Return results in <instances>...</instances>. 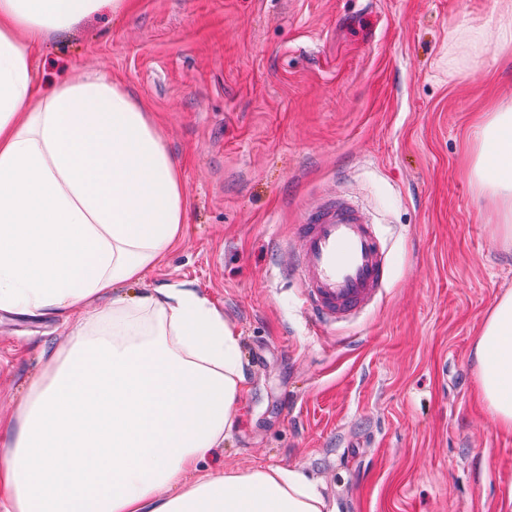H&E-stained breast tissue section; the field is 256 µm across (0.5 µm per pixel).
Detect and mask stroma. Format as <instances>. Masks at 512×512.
Wrapping results in <instances>:
<instances>
[{
	"instance_id": "obj_1",
	"label": "stroma",
	"mask_w": 512,
	"mask_h": 512,
	"mask_svg": "<svg viewBox=\"0 0 512 512\" xmlns=\"http://www.w3.org/2000/svg\"><path fill=\"white\" fill-rule=\"evenodd\" d=\"M512 0H132L29 46L48 94L100 68L146 102L180 167L179 245L126 295L197 288L234 323L239 421L204 470L300 469L335 512H512V433L472 350L512 292L466 174L488 102H512V47L465 35ZM359 205L386 248L365 311L317 323L292 270L313 209ZM71 325L0 316V412Z\"/></svg>"
}]
</instances>
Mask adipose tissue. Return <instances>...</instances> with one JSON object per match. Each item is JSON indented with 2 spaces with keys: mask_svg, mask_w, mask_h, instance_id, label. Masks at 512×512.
<instances>
[{
  "mask_svg": "<svg viewBox=\"0 0 512 512\" xmlns=\"http://www.w3.org/2000/svg\"><path fill=\"white\" fill-rule=\"evenodd\" d=\"M100 2L0 0V312L75 323L4 425L0 512H334L297 469L198 471L238 423L236 328L193 288L117 294L178 245L180 172L122 82L86 70L47 95L34 86L28 45ZM468 174L512 248V103L474 124ZM473 356L479 394L511 432L512 293Z\"/></svg>",
  "mask_w": 512,
  "mask_h": 512,
  "instance_id": "adipose-tissue-1",
  "label": "adipose tissue"
}]
</instances>
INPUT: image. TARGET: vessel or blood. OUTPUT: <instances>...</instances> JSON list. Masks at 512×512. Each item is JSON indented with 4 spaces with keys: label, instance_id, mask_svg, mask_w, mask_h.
Here are the masks:
<instances>
[{
    "label": "vessel or blood",
    "instance_id": "obj_1",
    "mask_svg": "<svg viewBox=\"0 0 512 512\" xmlns=\"http://www.w3.org/2000/svg\"><path fill=\"white\" fill-rule=\"evenodd\" d=\"M299 277L306 305L343 320L374 301L384 283V254L364 212L336 203L311 212L298 227Z\"/></svg>",
    "mask_w": 512,
    "mask_h": 512
}]
</instances>
